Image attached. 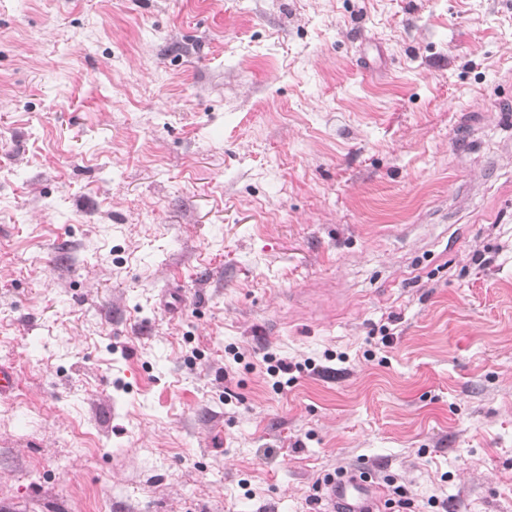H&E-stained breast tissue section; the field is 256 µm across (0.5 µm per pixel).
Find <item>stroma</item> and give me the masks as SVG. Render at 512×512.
Masks as SVG:
<instances>
[{
  "label": "stroma",
  "instance_id": "35a3bbf8",
  "mask_svg": "<svg viewBox=\"0 0 512 512\" xmlns=\"http://www.w3.org/2000/svg\"><path fill=\"white\" fill-rule=\"evenodd\" d=\"M1 363L0 512H512V0H0ZM327 487L333 512H381V488L370 476L346 472Z\"/></svg>",
  "mask_w": 512,
  "mask_h": 512
}]
</instances>
